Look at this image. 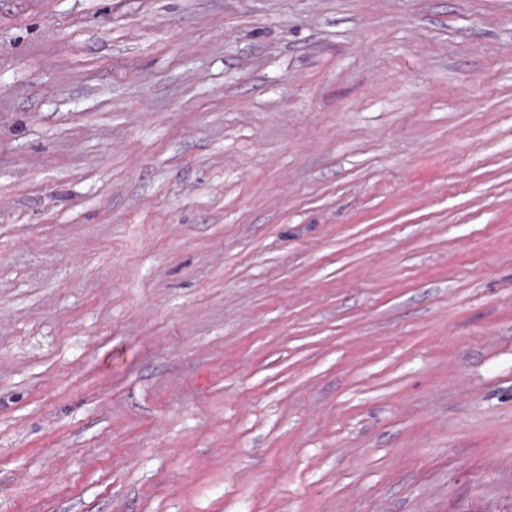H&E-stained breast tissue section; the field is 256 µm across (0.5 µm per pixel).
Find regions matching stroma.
Wrapping results in <instances>:
<instances>
[{
  "label": "stroma",
  "mask_w": 512,
  "mask_h": 512,
  "mask_svg": "<svg viewBox=\"0 0 512 512\" xmlns=\"http://www.w3.org/2000/svg\"><path fill=\"white\" fill-rule=\"evenodd\" d=\"M512 505V0H0V512Z\"/></svg>",
  "instance_id": "obj_1"
}]
</instances>
